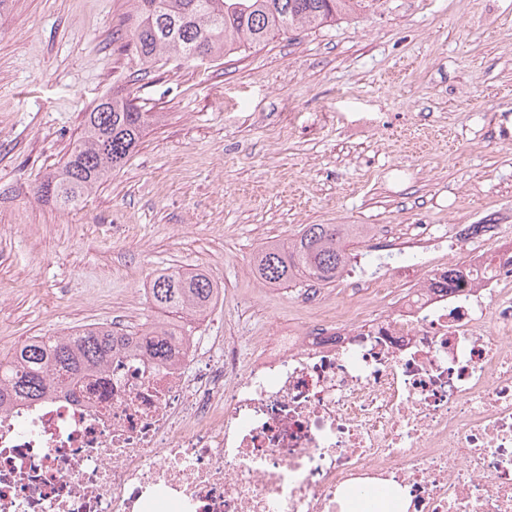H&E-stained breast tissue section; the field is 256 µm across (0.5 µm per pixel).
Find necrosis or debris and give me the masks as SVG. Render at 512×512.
<instances>
[{
    "label": "necrosis or debris",
    "mask_w": 512,
    "mask_h": 512,
    "mask_svg": "<svg viewBox=\"0 0 512 512\" xmlns=\"http://www.w3.org/2000/svg\"><path fill=\"white\" fill-rule=\"evenodd\" d=\"M511 234L379 225L364 252L397 264L346 266L340 306L311 279L302 322L209 321L0 411V512H512V251L471 245ZM463 246L465 290L437 288Z\"/></svg>",
    "instance_id": "obj_1"
}]
</instances>
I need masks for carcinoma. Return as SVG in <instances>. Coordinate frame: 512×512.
I'll return each mask as SVG.
<instances>
[{
  "mask_svg": "<svg viewBox=\"0 0 512 512\" xmlns=\"http://www.w3.org/2000/svg\"><path fill=\"white\" fill-rule=\"evenodd\" d=\"M377 0H133L136 26L131 40L146 64L169 54L187 62L220 57L228 51L257 46L299 29L331 26L358 6ZM159 119L143 112L128 96H106L86 113L84 135L62 166L36 187V195L61 209L82 204L94 188L136 149ZM348 224H306L291 243L271 244L254 257L257 276L272 285H287L305 276L334 283L348 262ZM155 308L183 319L202 314L218 300L216 282L206 273L174 271L157 274L150 288ZM104 325H88L61 336H32L0 359V408L8 398L38 400L47 383L66 386L81 374L100 369L112 349L125 344ZM163 361L170 348L166 333L147 342Z\"/></svg>",
  "mask_w": 512,
  "mask_h": 512,
  "instance_id": "cac0c4a2",
  "label": "carcinoma"
}]
</instances>
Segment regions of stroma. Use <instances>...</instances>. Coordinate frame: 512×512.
<instances>
[{
    "instance_id": "1",
    "label": "stroma",
    "mask_w": 512,
    "mask_h": 512,
    "mask_svg": "<svg viewBox=\"0 0 512 512\" xmlns=\"http://www.w3.org/2000/svg\"><path fill=\"white\" fill-rule=\"evenodd\" d=\"M132 0L0 13V357L31 336L164 321L150 284L201 271L268 321L262 247L307 224L512 225V0H377L333 27L143 67ZM119 92L161 113L78 208L35 188Z\"/></svg>"
}]
</instances>
